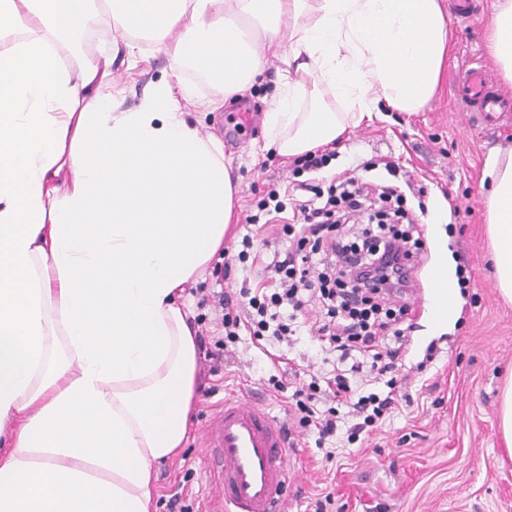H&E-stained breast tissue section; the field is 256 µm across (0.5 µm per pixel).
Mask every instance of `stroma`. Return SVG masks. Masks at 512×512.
I'll return each mask as SVG.
<instances>
[{"instance_id": "1", "label": "stroma", "mask_w": 512, "mask_h": 512, "mask_svg": "<svg viewBox=\"0 0 512 512\" xmlns=\"http://www.w3.org/2000/svg\"><path fill=\"white\" fill-rule=\"evenodd\" d=\"M480 11L467 20L450 19L448 67L431 103L405 113L380 105L371 118L350 126L334 144L335 156L315 172H296L293 158L264 150L263 125L250 128L236 143H225L224 159L239 182L238 220L226 248L240 250L244 235L255 238L260 259L235 264L230 278L219 276L223 256H216L185 302L206 325L219 321L212 299L217 292L239 288L242 279H256L288 238L246 223L270 189L285 190L300 179L328 188L332 179L350 173L361 182L399 187L404 206L424 226L427 257L414 274L410 295L413 319L410 353L404 374L409 402L365 439L347 443L345 435L317 444L305 433L304 447L294 449L298 473L289 481L288 512H315L316 501L331 495L325 512H512V459L498 432L501 387L512 374V304L504 301L493 276L481 178L489 151L512 142V116L491 125L469 124L453 95L456 72L478 55L490 78L498 73L486 55L485 37L495 0H478ZM142 59L128 66L125 57L112 64L122 109L138 107L152 85L169 79L166 57L141 44ZM283 62L268 59L254 86L217 111L206 103L219 90L180 72L193 84L197 100L185 104L186 117L206 134L223 137L229 115L247 110L265 114ZM444 244L456 268L471 274L459 289V315L449 326L435 325L430 309V269L437 244ZM440 353L426 370H416L429 343ZM282 360L272 359L253 344L249 334L225 348L217 371L200 358L203 390L182 454L156 467L153 489L157 512H169L168 500L181 492L190 512H200L212 486L204 468L206 450L200 433L225 398L259 402L283 428L298 432L287 414L284 394L268 386L270 376L288 379L297 368L332 370L308 326L298 328L291 344L281 345Z\"/></svg>"}]
</instances>
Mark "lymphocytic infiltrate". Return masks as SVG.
Wrapping results in <instances>:
<instances>
[{"instance_id":"1","label":"lymphocytic infiltrate","mask_w":512,"mask_h":512,"mask_svg":"<svg viewBox=\"0 0 512 512\" xmlns=\"http://www.w3.org/2000/svg\"><path fill=\"white\" fill-rule=\"evenodd\" d=\"M402 201L396 187L375 191L349 177L328 188L322 200H285L278 190H270L257 213L246 217L247 223L256 224L261 215L275 219L291 211V223L281 230L293 244L284 259L269 264L267 278L255 283L246 279L238 291L220 293L224 337L217 347L236 342L244 331L257 339L287 341L294 331L283 320L281 308L291 307L293 314L301 315L315 307L323 312L316 328L321 349L338 352L343 361L359 353V361H351V372L388 377L387 394L357 398L341 373L322 382L296 383L288 413L300 427L315 428L319 437L336 434V403L352 404L355 422L347 430L351 442L397 407L394 373L403 367L410 272L423 252V228L406 220ZM361 214L367 224L360 235L346 239L345 222Z\"/></svg>"}]
</instances>
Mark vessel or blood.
Instances as JSON below:
<instances>
[{
	"label": "vessel or blood",
	"instance_id": "b4317fda",
	"mask_svg": "<svg viewBox=\"0 0 512 512\" xmlns=\"http://www.w3.org/2000/svg\"><path fill=\"white\" fill-rule=\"evenodd\" d=\"M455 83L474 123L488 125L512 112V96L494 90L482 66L465 65ZM204 438L207 469L219 488L205 512H288L291 453L281 425L264 409L243 398L225 400Z\"/></svg>",
	"mask_w": 512,
	"mask_h": 512
}]
</instances>
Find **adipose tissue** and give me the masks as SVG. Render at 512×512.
<instances>
[{
  "mask_svg": "<svg viewBox=\"0 0 512 512\" xmlns=\"http://www.w3.org/2000/svg\"><path fill=\"white\" fill-rule=\"evenodd\" d=\"M91 16L117 25L129 62L145 35L227 99L267 56L294 67L265 114L284 156L342 139L382 101L423 110L451 37L442 0H0V512H153V468L180 453L198 401L182 293L234 227L237 185L221 140L181 110L189 84L124 110L111 56L62 57ZM488 50L512 84V0L496 2ZM309 76L344 111H303ZM482 182L512 301V147ZM431 279L435 323L454 322L446 250Z\"/></svg>",
  "mask_w": 512,
  "mask_h": 512,
  "instance_id": "obj_1",
  "label": "adipose tissue"
}]
</instances>
